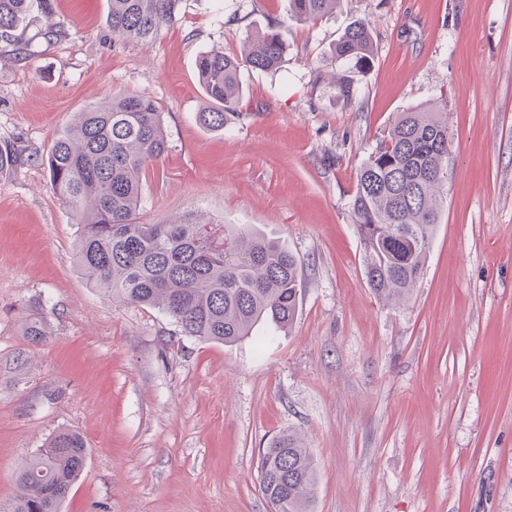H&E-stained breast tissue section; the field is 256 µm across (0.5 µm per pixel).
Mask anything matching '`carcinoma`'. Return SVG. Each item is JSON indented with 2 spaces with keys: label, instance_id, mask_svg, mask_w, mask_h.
<instances>
[{
  "label": "carcinoma",
  "instance_id": "cac0c4a2",
  "mask_svg": "<svg viewBox=\"0 0 512 512\" xmlns=\"http://www.w3.org/2000/svg\"><path fill=\"white\" fill-rule=\"evenodd\" d=\"M181 0H110L112 37L148 41L178 21ZM340 0H289V18L315 23ZM49 19L53 0H0V41L26 50L17 31L32 11ZM287 43L277 25L249 41L243 55L213 49L196 60L210 107L197 114L208 128L224 129L241 116L240 70L276 71ZM335 58L366 63L373 55L369 26H350L336 43ZM168 149L155 101L133 93L89 105L58 131L47 156L57 196L80 215L78 266L112 300L158 309L187 336L234 344L261 323L290 326L299 308L302 262L255 230L224 231L209 244L210 224L191 214L167 224H143L138 207L145 174ZM20 161L12 144L0 146V173ZM448 121L423 107L402 112L357 169L351 216L363 243L364 270L374 294L399 303L412 295L426 262L447 177ZM45 342L44 321L23 329ZM85 438L57 432L16 474L17 494L7 512H61L84 469ZM317 470L310 449L294 434L262 450L260 487L272 512H313Z\"/></svg>",
  "mask_w": 512,
  "mask_h": 512
}]
</instances>
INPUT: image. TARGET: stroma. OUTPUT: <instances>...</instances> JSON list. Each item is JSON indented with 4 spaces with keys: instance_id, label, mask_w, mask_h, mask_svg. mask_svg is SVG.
<instances>
[{
    "instance_id": "1",
    "label": "stroma",
    "mask_w": 512,
    "mask_h": 512,
    "mask_svg": "<svg viewBox=\"0 0 512 512\" xmlns=\"http://www.w3.org/2000/svg\"><path fill=\"white\" fill-rule=\"evenodd\" d=\"M109 0H55V43L0 42V512L26 458L60 430L89 455L62 512H269L262 448L297 433L317 469L314 512H512V0H341L314 23L288 0H182L148 42L116 41ZM368 21L366 64L334 44ZM280 24L279 71L242 68V115L221 131L195 60L241 54ZM349 76L351 100L334 79ZM119 92L158 105L168 151L140 218L192 213L253 228L303 262L299 310L233 345L185 335L78 271L77 218L46 155L75 112ZM448 118V178L411 298L367 284L350 203L361 162L398 113ZM42 318V344L22 334Z\"/></svg>"
}]
</instances>
